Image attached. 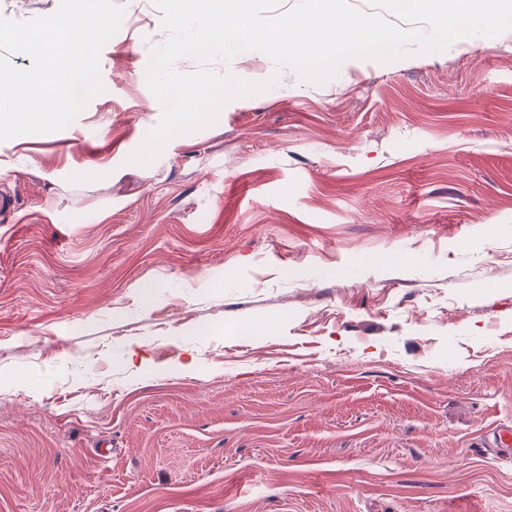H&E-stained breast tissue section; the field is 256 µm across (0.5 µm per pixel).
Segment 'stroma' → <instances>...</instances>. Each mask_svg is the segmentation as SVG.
<instances>
[{"label": "stroma", "mask_w": 512, "mask_h": 512, "mask_svg": "<svg viewBox=\"0 0 512 512\" xmlns=\"http://www.w3.org/2000/svg\"><path fill=\"white\" fill-rule=\"evenodd\" d=\"M119 2L104 93L0 143V512H512V31L214 60L278 82L140 166Z\"/></svg>", "instance_id": "obj_1"}]
</instances>
